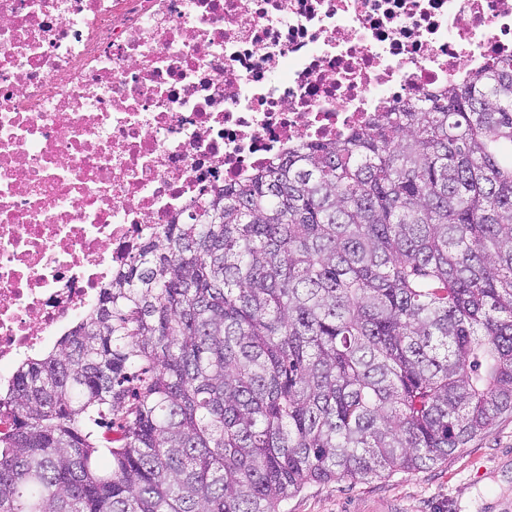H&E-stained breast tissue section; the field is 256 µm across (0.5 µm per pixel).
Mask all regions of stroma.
Masks as SVG:
<instances>
[{
    "instance_id": "35a3bbf8",
    "label": "stroma",
    "mask_w": 512,
    "mask_h": 512,
    "mask_svg": "<svg viewBox=\"0 0 512 512\" xmlns=\"http://www.w3.org/2000/svg\"><path fill=\"white\" fill-rule=\"evenodd\" d=\"M288 512H512V417L425 472L316 484Z\"/></svg>"
}]
</instances>
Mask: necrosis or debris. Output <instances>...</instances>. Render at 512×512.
<instances>
[{"mask_svg":"<svg viewBox=\"0 0 512 512\" xmlns=\"http://www.w3.org/2000/svg\"><path fill=\"white\" fill-rule=\"evenodd\" d=\"M512 56V0H0V369L217 186Z\"/></svg>","mask_w":512,"mask_h":512,"instance_id":"obj_1","label":"necrosis or debris"}]
</instances>
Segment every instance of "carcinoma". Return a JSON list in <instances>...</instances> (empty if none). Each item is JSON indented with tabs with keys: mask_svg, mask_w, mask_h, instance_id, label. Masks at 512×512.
<instances>
[{
	"mask_svg": "<svg viewBox=\"0 0 512 512\" xmlns=\"http://www.w3.org/2000/svg\"><path fill=\"white\" fill-rule=\"evenodd\" d=\"M0 395V512H285L512 416V58L193 202Z\"/></svg>",
	"mask_w": 512,
	"mask_h": 512,
	"instance_id": "1",
	"label": "carcinoma"
}]
</instances>
